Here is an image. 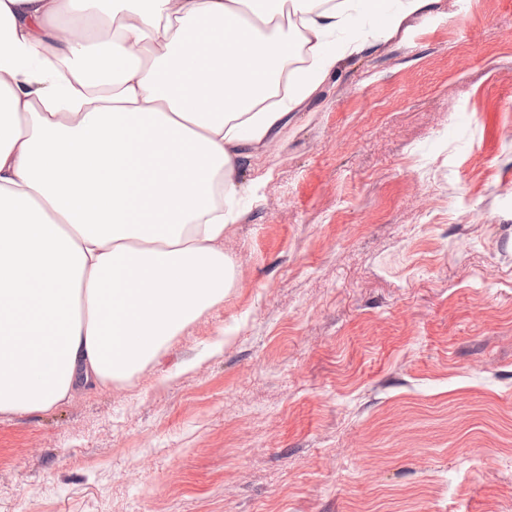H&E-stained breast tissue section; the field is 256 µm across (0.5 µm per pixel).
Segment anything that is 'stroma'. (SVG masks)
<instances>
[{
    "mask_svg": "<svg viewBox=\"0 0 512 512\" xmlns=\"http://www.w3.org/2000/svg\"><path fill=\"white\" fill-rule=\"evenodd\" d=\"M233 288L0 414V512H512V0H439L245 162Z\"/></svg>",
    "mask_w": 512,
    "mask_h": 512,
    "instance_id": "stroma-1",
    "label": "stroma"
}]
</instances>
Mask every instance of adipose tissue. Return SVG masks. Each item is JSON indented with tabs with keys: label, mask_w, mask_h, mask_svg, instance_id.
<instances>
[{
	"label": "adipose tissue",
	"mask_w": 512,
	"mask_h": 512,
	"mask_svg": "<svg viewBox=\"0 0 512 512\" xmlns=\"http://www.w3.org/2000/svg\"><path fill=\"white\" fill-rule=\"evenodd\" d=\"M436 2L0 0V414L130 381L223 302L244 161Z\"/></svg>",
	"instance_id": "adipose-tissue-1"
}]
</instances>
